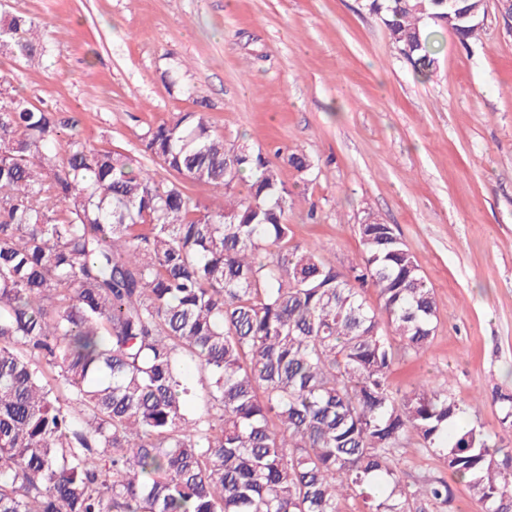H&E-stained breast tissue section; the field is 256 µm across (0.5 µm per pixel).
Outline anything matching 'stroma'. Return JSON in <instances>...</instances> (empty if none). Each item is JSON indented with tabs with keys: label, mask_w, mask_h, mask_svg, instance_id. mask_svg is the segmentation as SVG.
<instances>
[{
	"label": "stroma",
	"mask_w": 512,
	"mask_h": 512,
	"mask_svg": "<svg viewBox=\"0 0 512 512\" xmlns=\"http://www.w3.org/2000/svg\"><path fill=\"white\" fill-rule=\"evenodd\" d=\"M48 33L42 64L0 54L13 92L74 112L92 144L141 152L142 130L205 109L288 187L293 242L345 269L366 213L394 225L435 292L430 348L395 387L448 377L465 420L512 448V31L486 0L477 43L448 31L418 75L366 0H8ZM308 155L299 174L287 154Z\"/></svg>",
	"instance_id": "35a3bbf8"
}]
</instances>
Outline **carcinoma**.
Masks as SVG:
<instances>
[{
    "mask_svg": "<svg viewBox=\"0 0 512 512\" xmlns=\"http://www.w3.org/2000/svg\"><path fill=\"white\" fill-rule=\"evenodd\" d=\"M369 8L426 75L431 27L467 46L485 0ZM46 52L36 18L0 12L1 55ZM80 125L0 82V512L444 509L447 480H404L411 439L484 512H512L503 448L457 426L449 381L392 388L393 367L431 345L436 309L393 225L368 215L341 272L291 243L277 167L227 146L207 113L141 133L166 183Z\"/></svg>",
    "mask_w": 512,
    "mask_h": 512,
    "instance_id": "obj_1",
    "label": "carcinoma"
}]
</instances>
